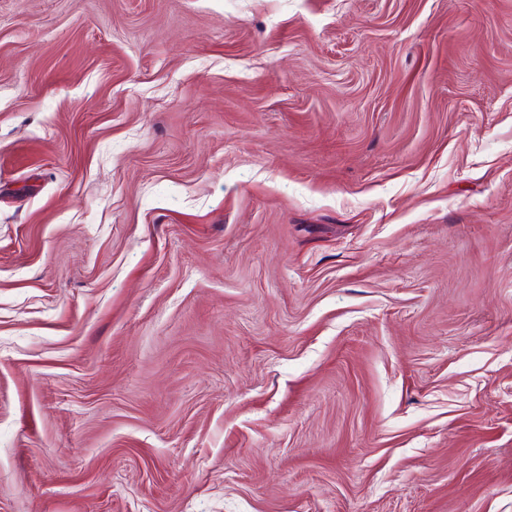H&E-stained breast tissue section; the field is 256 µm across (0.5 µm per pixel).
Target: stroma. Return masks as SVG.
Listing matches in <instances>:
<instances>
[{"label": "stroma", "instance_id": "1", "mask_svg": "<svg viewBox=\"0 0 512 512\" xmlns=\"http://www.w3.org/2000/svg\"><path fill=\"white\" fill-rule=\"evenodd\" d=\"M0 512H512V0H0Z\"/></svg>", "mask_w": 512, "mask_h": 512}]
</instances>
